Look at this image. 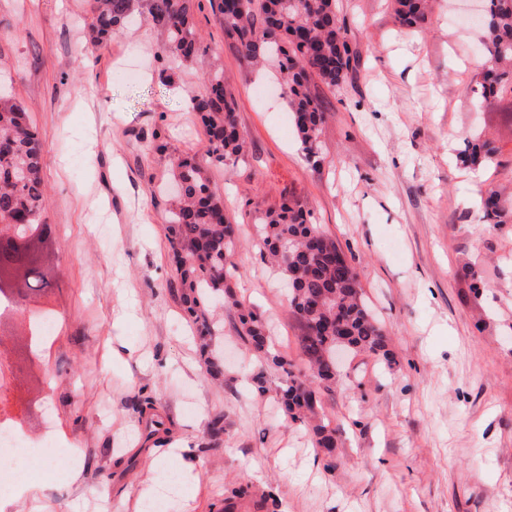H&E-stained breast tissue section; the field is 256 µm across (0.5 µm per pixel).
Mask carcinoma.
Segmentation results:
<instances>
[{"instance_id":"carcinoma-1","label":"carcinoma","mask_w":512,"mask_h":512,"mask_svg":"<svg viewBox=\"0 0 512 512\" xmlns=\"http://www.w3.org/2000/svg\"><path fill=\"white\" fill-rule=\"evenodd\" d=\"M484 53L487 71L474 80V95L512 90V0H483ZM192 0H89L91 22L85 34L93 49L119 36L136 14L166 38L169 58L190 67L206 53L194 28ZM395 18L402 25L425 21L427 0H394ZM219 22L251 61L271 59L288 98L293 126L309 158L319 157L326 112L310 90L319 81L340 90L351 69L350 50L339 25L335 0H219ZM207 91L191 98V109L206 129L205 155L211 162H234L247 151L237 129L236 102L224 89V73L211 71ZM496 154L489 140L465 144L460 161L467 166L487 162ZM43 157L36 132L24 107L0 96V220L4 229L17 225L21 235L40 239L51 231L43 223L47 197L42 179ZM172 180L180 194L165 221L175 262V278L187 289L183 300L201 335L217 336L220 325L208 320L205 308L214 294L229 287L237 266L231 260L238 247L234 226L226 222L224 200L212 187L209 169L196 156L177 159ZM489 224L512 221V201L490 189L483 202ZM262 246L288 277L290 307L301 323V343L312 382L336 383V342L354 351L388 357L385 337L369 312L356 276L336 244L306 214L287 204L261 219ZM55 276L44 266L29 268L30 290L52 289ZM239 335L255 349L267 336L259 316L244 311ZM271 363L285 376L281 388L286 421L316 419L312 426L319 448L336 447V432L315 412V390L282 354Z\"/></svg>"}]
</instances>
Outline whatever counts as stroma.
<instances>
[{
    "mask_svg": "<svg viewBox=\"0 0 512 512\" xmlns=\"http://www.w3.org/2000/svg\"><path fill=\"white\" fill-rule=\"evenodd\" d=\"M393 6L336 0L353 60L342 91L312 88L327 112L314 164L272 67L242 57L215 0L191 5L206 56L174 70L145 20L91 53L86 0H0V80L38 134L49 201L58 286L37 302L60 319L41 353L18 334L1 341L26 373L6 404L28 439L59 445L62 469L40 481L48 512H101L104 488L112 512H143L140 491L178 468L161 453L187 436L193 476L168 512H228L238 488L241 512H512V223H484L478 206L487 187L512 193V92L474 97L484 31L458 0H431L416 27ZM214 64L249 152L209 166L240 248L229 295L210 304L223 331L205 353L174 278L163 188L207 140L187 102ZM475 136L499 147L493 163L458 161ZM285 202L350 262L390 352L349 354L336 386L316 385L336 431L330 461L308 425L284 423L282 374L237 333L252 307L271 350L306 366L255 224ZM466 264L484 278L480 296ZM116 337L139 358L113 359ZM151 415L162 442L143 436Z\"/></svg>",
    "mask_w": 512,
    "mask_h": 512,
    "instance_id": "stroma-1",
    "label": "stroma"
}]
</instances>
